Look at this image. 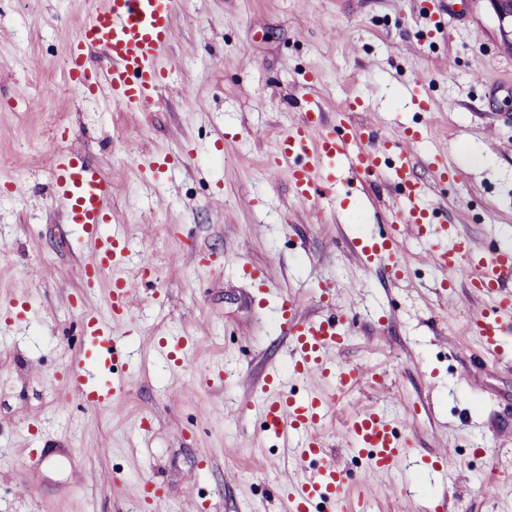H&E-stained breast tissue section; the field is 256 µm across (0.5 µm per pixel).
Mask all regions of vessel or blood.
Instances as JSON below:
<instances>
[{"instance_id":"vessel-or-blood-1","label":"vessel or blood","mask_w":512,"mask_h":512,"mask_svg":"<svg viewBox=\"0 0 512 512\" xmlns=\"http://www.w3.org/2000/svg\"><path fill=\"white\" fill-rule=\"evenodd\" d=\"M174 4L175 0H103L93 7L68 43L71 89L82 95L104 89L118 110L144 111L163 79L157 61L170 43ZM92 48L102 50L106 62L90 71L84 56ZM362 106L360 98H346L332 121L319 106L308 108L279 136L275 152L266 161L268 170L288 171L294 197L313 207L318 204L319 187L335 185L347 175L364 185L394 188L398 202L385 232L354 241L365 265L389 277L400 276V240L412 235L424 246L428 266L445 275L463 274L468 295L487 299V306L468 317V332L479 338L486 358L498 361L511 355L512 344L506 336L512 333V248L477 250L456 225L442 221L432 199L433 188L457 180L458 171L449 167L447 156L433 152L424 159L431 181L419 178L416 167L423 159L414 147L425 139V128L407 126L397 136L375 135L353 118ZM52 181L55 199L69 223L93 248L84 268L87 287L98 286L104 273L113 275L108 289L110 320L90 312L82 320V342L96 348L97 360L77 357L62 372L69 390L86 406L105 407L118 398L127 377L139 370L137 364L122 361L123 338L112 328L113 323L124 321L137 297L133 284L115 274L128 260L129 244L120 226L112 222L111 181L86 166L78 152L67 149L56 155ZM242 271L263 302L275 305L279 332L288 341L287 372L297 378L322 379L326 386L322 392L296 395L280 389L283 371L275 368L267 375L268 391L249 406L260 416L264 429L289 451L301 473L284 487L285 512H316L320 506L325 512H336L349 476L329 454L321 429L336 410L337 395L374 377L376 371L336 358L347 336L343 318L330 308V291L321 295L329 307L326 314L302 316L297 294L273 288L269 269L246 264ZM118 360L123 374L100 382V370ZM343 436L352 453L366 458L370 477L392 470L410 450L407 434L397 432L394 419L381 411L355 413L346 422Z\"/></svg>"}]
</instances>
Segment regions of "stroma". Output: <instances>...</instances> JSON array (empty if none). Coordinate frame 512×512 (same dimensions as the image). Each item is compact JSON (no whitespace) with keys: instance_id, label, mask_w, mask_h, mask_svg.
I'll return each instance as SVG.
<instances>
[{"instance_id":"stroma-1","label":"stroma","mask_w":512,"mask_h":512,"mask_svg":"<svg viewBox=\"0 0 512 512\" xmlns=\"http://www.w3.org/2000/svg\"><path fill=\"white\" fill-rule=\"evenodd\" d=\"M89 0H0V512H140L143 479L166 488L157 512H283L292 462L242 415L287 340L239 273L271 266L278 287L335 292L349 317L337 359L379 366V384L346 393L324 436L363 512H512V359L488 362L465 331L480 299L446 295L413 238L405 273L367 268L351 241L388 223L394 190L347 180L310 208L287 171L265 162L310 101L327 119L348 96L380 134L426 126L418 154L444 152L463 178L437 185L446 220L482 250L512 246V52L489 0H179L165 79L144 112L67 83L66 39ZM40 98L38 109L27 100ZM112 181V219L130 243L119 274L156 277L126 317V354L141 362L117 406L80 407L61 378L75 358L81 309L107 316V289L85 287L91 256L55 202L52 161L64 144ZM488 155L486 165L466 160ZM190 162H182L184 153ZM163 336H192L184 369L152 355ZM405 421L414 446L391 471L360 480L363 459L339 431L356 411ZM453 452L458 476L419 463Z\"/></svg>"}]
</instances>
